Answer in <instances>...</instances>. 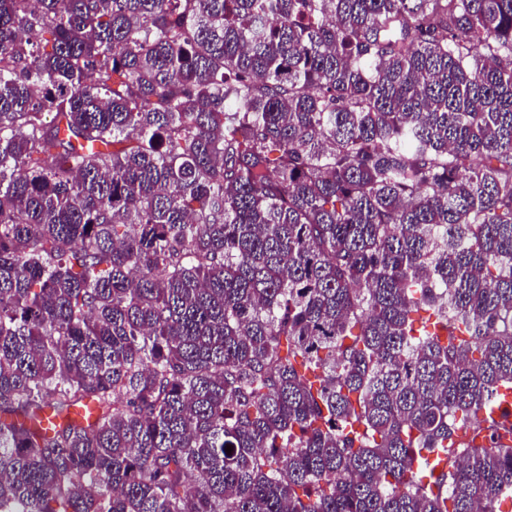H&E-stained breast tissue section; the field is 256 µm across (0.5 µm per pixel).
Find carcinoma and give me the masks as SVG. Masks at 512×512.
<instances>
[{"label": "carcinoma", "instance_id": "cac0c4a2", "mask_svg": "<svg viewBox=\"0 0 512 512\" xmlns=\"http://www.w3.org/2000/svg\"><path fill=\"white\" fill-rule=\"evenodd\" d=\"M508 392L512 0H0V512H512Z\"/></svg>", "mask_w": 512, "mask_h": 512}]
</instances>
